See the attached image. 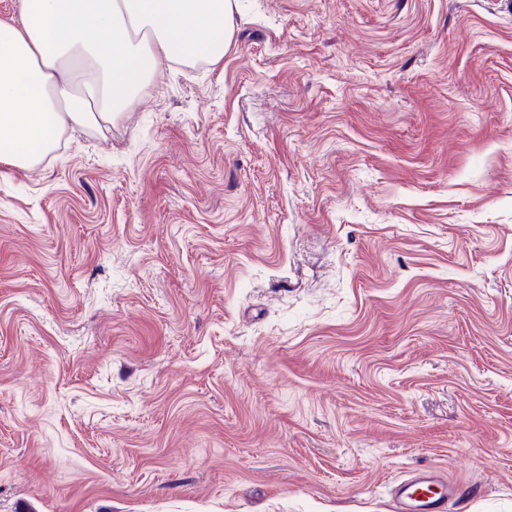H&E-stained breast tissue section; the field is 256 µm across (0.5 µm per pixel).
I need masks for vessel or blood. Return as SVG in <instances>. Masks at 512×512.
I'll list each match as a JSON object with an SVG mask.
<instances>
[{"label":"vessel or blood","mask_w":512,"mask_h":512,"mask_svg":"<svg viewBox=\"0 0 512 512\" xmlns=\"http://www.w3.org/2000/svg\"><path fill=\"white\" fill-rule=\"evenodd\" d=\"M453 489L442 472L411 473L394 489V512H448Z\"/></svg>","instance_id":"obj_1"}]
</instances>
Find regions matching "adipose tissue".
Instances as JSON below:
<instances>
[{"mask_svg": "<svg viewBox=\"0 0 512 512\" xmlns=\"http://www.w3.org/2000/svg\"><path fill=\"white\" fill-rule=\"evenodd\" d=\"M0 22V162L29 170L69 125L111 131L160 60L215 63L233 0H17Z\"/></svg>", "mask_w": 512, "mask_h": 512, "instance_id": "adipose-tissue-1", "label": "adipose tissue"}]
</instances>
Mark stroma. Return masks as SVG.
Instances as JSON below:
<instances>
[{"mask_svg":"<svg viewBox=\"0 0 512 512\" xmlns=\"http://www.w3.org/2000/svg\"><path fill=\"white\" fill-rule=\"evenodd\" d=\"M512 512V0H237L108 137L0 164V512ZM453 488L441 471L411 473L395 486V512H447Z\"/></svg>","mask_w":512,"mask_h":512,"instance_id":"stroma-1","label":"stroma"}]
</instances>
